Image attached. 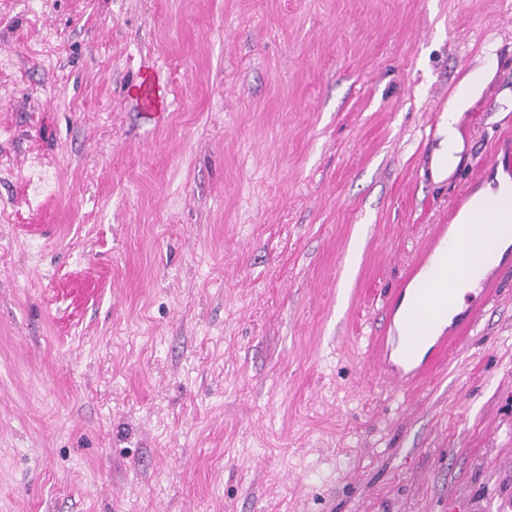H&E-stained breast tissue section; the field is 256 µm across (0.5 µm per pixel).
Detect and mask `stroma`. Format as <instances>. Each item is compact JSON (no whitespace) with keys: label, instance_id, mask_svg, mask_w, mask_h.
<instances>
[{"label":"stroma","instance_id":"35a3bbf8","mask_svg":"<svg viewBox=\"0 0 512 512\" xmlns=\"http://www.w3.org/2000/svg\"><path fill=\"white\" fill-rule=\"evenodd\" d=\"M501 166L512 0H0V512H512V251L373 352ZM491 69V65L485 63L468 71L452 95L448 109L443 112L436 132L439 141L431 158L430 171L435 181L448 179L458 163V154L463 149L458 123L463 112L470 107L475 95L490 77ZM494 183L496 184L493 185ZM477 213H484L495 224H484L486 220L482 217H478L477 222L474 221L472 224L486 225L490 232L499 224L501 232L495 233L492 237L485 234L478 242L471 241L469 233L466 234L465 247L458 256V262L462 267L472 262L475 269L468 278L462 280L449 312L448 303L455 295V287L461 274V269L456 268L455 255L460 246L455 240L449 246L448 258L439 266L440 270L435 278L428 285L416 288L431 278L436 264L444 257L439 250L431 257L443 238L448 236L447 231L442 232L440 229L436 230L433 242L423 260L424 265L431 257L429 263L406 285L407 287L411 282L408 288H413L414 294L401 332L396 328L394 318L401 308L407 288H396L391 296L392 325L388 334L393 336L381 337L383 355L379 359V365L398 388L411 386L429 377L448 353V349L463 345L477 313V308L462 311L464 297L468 292L478 288L481 280L508 254L512 245V178L501 167L497 170L493 182H488L472 194L453 224H469L472 216ZM490 276L489 273L481 283L484 286L480 289L483 300L490 295L493 287V283L488 282ZM447 317L448 322L453 317L450 325H447L438 336H430V332ZM396 342L401 344V349L391 361V353ZM426 346L430 354L425 360H420L418 352Z\"/></svg>","mask_w":512,"mask_h":512}]
</instances>
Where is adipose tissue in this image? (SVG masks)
<instances>
[{
    "mask_svg": "<svg viewBox=\"0 0 512 512\" xmlns=\"http://www.w3.org/2000/svg\"><path fill=\"white\" fill-rule=\"evenodd\" d=\"M491 73L490 65L477 66L468 71L460 80L446 112L438 123L436 136L438 144L431 158V175L434 180L443 181L454 170L463 149L458 130L460 118L471 105ZM485 214L501 231L493 236L482 237L479 241H466L458 257L460 265H473L474 271L462 280L456 293L453 312L464 307V297L478 288L481 280L512 250V176L497 171L492 183L481 186L470 197L467 205L457 217L458 223H470L473 215Z\"/></svg>",
    "mask_w": 512,
    "mask_h": 512,
    "instance_id": "adipose-tissue-1",
    "label": "adipose tissue"
}]
</instances>
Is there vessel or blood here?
Segmentation results:
<instances>
[{
  "mask_svg": "<svg viewBox=\"0 0 512 512\" xmlns=\"http://www.w3.org/2000/svg\"><path fill=\"white\" fill-rule=\"evenodd\" d=\"M458 250V244L450 245L446 262L428 285L415 289L412 301H405L401 288L391 296L392 311L403 308L407 314L400 331L382 337L379 364L396 386L408 387L429 377L449 349L463 345L471 330L475 311L448 313L460 276Z\"/></svg>",
  "mask_w": 512,
  "mask_h": 512,
  "instance_id": "1",
  "label": "vessel or blood"
}]
</instances>
